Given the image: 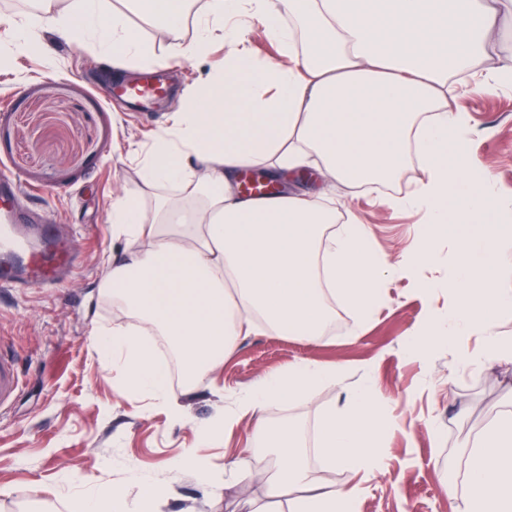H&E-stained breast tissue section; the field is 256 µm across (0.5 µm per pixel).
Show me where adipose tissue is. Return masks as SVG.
Returning a JSON list of instances; mask_svg holds the SVG:
<instances>
[{"label":"adipose tissue","instance_id":"ef3b65f1","mask_svg":"<svg viewBox=\"0 0 512 512\" xmlns=\"http://www.w3.org/2000/svg\"><path fill=\"white\" fill-rule=\"evenodd\" d=\"M38 0L45 28L73 44L90 43L127 62L151 47L131 26L145 14L163 31L177 30L184 0ZM503 0H206L191 42H172V59L204 57L213 41L233 45L223 72L190 93L172 127L155 140L143 182L156 188L194 178L188 196L157 197L145 211L138 196L112 205V233L126 243L112 264L107 290L134 324L100 337L104 360L120 359L126 389L168 401V373L146 338L165 337L189 380L205 376L258 326L302 340L320 339L340 299L363 328L384 300L386 280L436 259L435 241L453 245L448 307L411 335L410 353L441 341L457 364L512 361V336L496 315L512 311L503 289L512 266V197L500 194L471 153L472 118L450 108L448 85L466 92L512 89V62L493 64ZM261 16L278 57L256 59L233 20ZM419 175L412 191L387 198L420 216L414 246L399 263L379 250L354 211L337 219L321 195L282 191L249 199L237 176L262 168L278 179L315 166L330 182L358 187L404 179L410 156ZM480 335L479 349L467 340ZM340 365L301 360L261 378L201 430L211 439L238 417L252 415L256 447L242 449L231 471L254 472L288 512H356L358 485L317 481L298 429L270 426V403L307 398L339 382ZM382 401L365 381L319 423L316 453L351 475L383 465ZM137 496L93 488L78 512L105 504L110 512H156L166 484L136 480ZM457 512H512V414L488 426L466 452Z\"/></svg>","mask_w":512,"mask_h":512}]
</instances>
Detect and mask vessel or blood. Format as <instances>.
I'll list each match as a JSON object with an SVG mask.
<instances>
[{
	"instance_id": "b4317fda",
	"label": "vessel or blood",
	"mask_w": 512,
	"mask_h": 512,
	"mask_svg": "<svg viewBox=\"0 0 512 512\" xmlns=\"http://www.w3.org/2000/svg\"><path fill=\"white\" fill-rule=\"evenodd\" d=\"M168 84L147 73L132 82L109 85V102L149 108L164 102ZM17 181L0 175V287L54 288L65 282L79 265L78 243L56 236L48 218L12 207ZM20 387L14 358L0 353V408L8 404Z\"/></svg>"
}]
</instances>
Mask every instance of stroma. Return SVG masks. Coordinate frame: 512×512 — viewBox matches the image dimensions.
I'll list each match as a JSON object with an SVG mask.
<instances>
[{
  "mask_svg": "<svg viewBox=\"0 0 512 512\" xmlns=\"http://www.w3.org/2000/svg\"><path fill=\"white\" fill-rule=\"evenodd\" d=\"M40 37L49 57H11L9 33L0 26V172L17 177L21 208L47 212L60 237L77 240L82 263L68 286L0 288V351L14 357L22 379L0 416V512H73L82 490L126 487L135 476L169 486L161 512H287L285 500L267 499L255 477L233 474L215 489L177 463L196 454L223 468L252 437V417H240L205 443L199 427L266 374L302 359L347 370L340 383L312 397L267 409L269 422L297 424L307 445H314L320 419L342 406L365 377L375 380L384 399L390 419L384 468L362 481L357 512H456L457 501L444 486L461 482L463 448L512 412V361L464 369L444 342L425 357H408V335L431 310L448 305L447 292L423 295L417 282L447 280V264L426 267L417 277L392 276L384 304L362 335H352L353 316L340 306L341 327L320 342L263 328L241 337L209 374L170 382L180 419H171L151 395L125 389L122 371L102 361L96 338L133 321L104 290L112 254L122 246L112 235V205L139 192L152 206L155 195L143 189L141 165L185 96L223 69L227 48L218 40L207 57L176 64L174 87L158 111L128 112L98 92L115 74L94 47L75 49L47 30ZM448 101L471 114L475 161L512 195V90L454 92ZM290 187L328 193L337 212L355 211L391 260L413 244L414 213L391 209L366 192L327 186L314 169Z\"/></svg>",
  "mask_w": 512,
  "mask_h": 512,
  "instance_id": "stroma-1",
  "label": "stroma"
}]
</instances>
